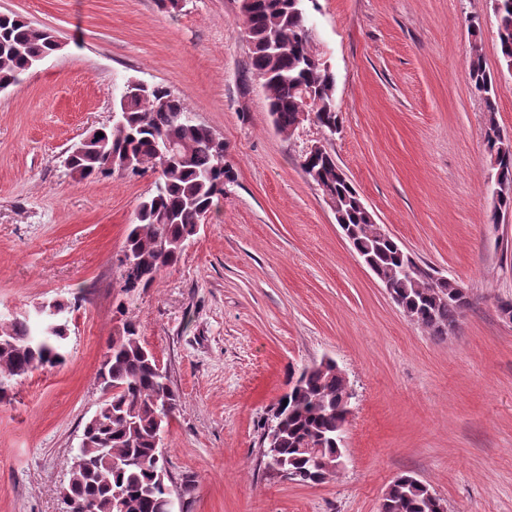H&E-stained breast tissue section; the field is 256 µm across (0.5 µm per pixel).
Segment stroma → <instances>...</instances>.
Returning <instances> with one entry per match:
<instances>
[{
  "instance_id": "1",
  "label": "stroma",
  "mask_w": 512,
  "mask_h": 512,
  "mask_svg": "<svg viewBox=\"0 0 512 512\" xmlns=\"http://www.w3.org/2000/svg\"><path fill=\"white\" fill-rule=\"evenodd\" d=\"M60 52L0 92V315L70 306L66 361L0 403V512H66V461L103 398L127 315L181 407L165 439L178 512H379L410 474L447 512H512V212L492 223L488 118L512 138V72L490 0H316L336 78L329 146L378 224L471 306L437 339L410 321L301 168L317 127H273L238 0H0ZM479 36H472L471 23ZM479 47L495 114L465 59ZM162 84L223 137L237 172L180 262L127 293L117 259L153 174L81 180L66 151L111 125L126 80ZM334 359L356 399L344 468L299 485L268 470L261 427L298 368Z\"/></svg>"
}]
</instances>
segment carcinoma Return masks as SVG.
Listing matches in <instances>:
<instances>
[{"instance_id":"cac0c4a2","label":"carcinoma","mask_w":512,"mask_h":512,"mask_svg":"<svg viewBox=\"0 0 512 512\" xmlns=\"http://www.w3.org/2000/svg\"><path fill=\"white\" fill-rule=\"evenodd\" d=\"M249 65L267 94L268 111L277 132L292 136L299 112L315 114L316 125L336 128V79L328 64L316 58L308 38L309 17L294 0H238ZM495 11L501 59L512 65V0ZM56 51V39L20 15L0 13V84L16 85L21 76ZM466 69L474 90L483 98L488 122L483 146L490 167L504 184L492 219L512 209V139L495 119L496 86L478 46H472ZM175 147L164 159L161 143ZM67 169L81 179L110 177L125 171L157 174L155 189L140 204L128 225L123 253L136 259L123 273L124 288H148L181 259L183 245L220 199L237 173L226 161V145L213 130L196 121L184 102L168 87L155 84L140 94L120 98L117 119L90 133L83 149L66 157ZM301 167L336 204L335 213L348 225L356 252L368 257L385 276L405 264L398 242L379 239L361 198L345 175L337 173L336 155L326 147L317 155H301ZM399 307L435 338H443L470 306L451 294L446 282L394 279ZM54 313L36 324L15 319L0 324V402L14 384L34 371L62 365L67 338L68 306L53 301ZM112 396L100 405V417L84 426L75 454L68 459L65 496L86 512H174L169 484L160 481L166 460L155 458L177 410V396L158 359L143 344L137 322L122 321L108 342L97 373ZM344 379L336 366H303L297 384L278 402L276 448L264 461L309 474L311 484L335 476L336 432L346 422ZM388 512H437L438 502L424 483L400 475L386 491Z\"/></svg>"}]
</instances>
